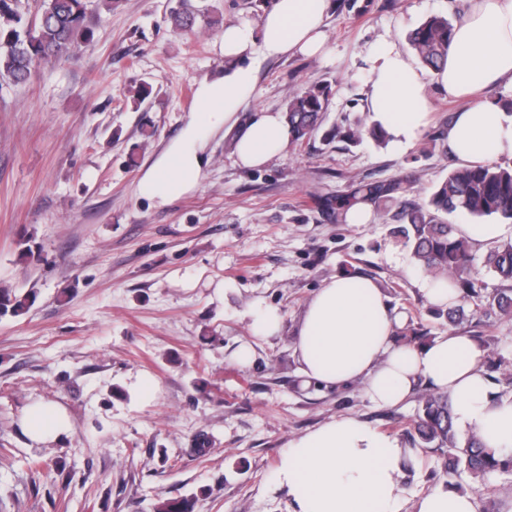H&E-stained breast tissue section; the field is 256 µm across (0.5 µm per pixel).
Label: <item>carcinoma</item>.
Masks as SVG:
<instances>
[{
    "instance_id": "obj_1",
    "label": "carcinoma",
    "mask_w": 512,
    "mask_h": 512,
    "mask_svg": "<svg viewBox=\"0 0 512 512\" xmlns=\"http://www.w3.org/2000/svg\"><path fill=\"white\" fill-rule=\"evenodd\" d=\"M205 13L202 7L178 0L169 20L175 29L191 32ZM86 18L87 0H42L40 10L29 18L19 10L18 0H0V78L14 85L24 84L37 67L70 56L80 42L93 37ZM452 29L453 23L447 18L432 16L411 31L409 44L426 66L438 69L445 62ZM329 95L328 86L316 83L288 101L285 118L295 140L319 132ZM401 189L400 181L368 183L350 194L327 197L323 205L345 218L358 203L386 206ZM457 211L474 218L512 221V168L479 164L453 169L435 185L424 204L399 212L401 224L393 230L394 237L411 249L421 268L457 289L458 305L446 313L451 322L462 319L467 307L471 315H477L483 302L475 287L468 242L456 236L453 225L447 222V216ZM484 267L512 282V240L491 247ZM412 430L417 436L412 446L440 453V472L450 479L463 474L478 479L494 471H512L511 457L496 456L474 434L457 436L446 394L432 390L421 393ZM194 508L195 499L185 497L163 501L158 512H194Z\"/></svg>"
}]
</instances>
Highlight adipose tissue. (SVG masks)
<instances>
[{"label": "adipose tissue", "instance_id": "ef3b65f1", "mask_svg": "<svg viewBox=\"0 0 512 512\" xmlns=\"http://www.w3.org/2000/svg\"><path fill=\"white\" fill-rule=\"evenodd\" d=\"M328 0H272L258 25L225 26L224 65L196 90V110L182 134L141 178L140 196L159 203L194 191L205 146L218 128L235 134L234 156L244 168L282 154L291 129L283 113L262 110L247 122L239 113L253 90L249 63L256 56L313 55L325 44ZM445 65L424 78L409 57L387 44L373 54L367 110L394 147L422 134L430 111L429 88L462 106L445 137L466 162L491 163L512 156V111L476 91L512 86V0H459ZM402 320L380 288L360 275L326 280L307 302L295 337V354L308 382L321 387L362 383L380 407L403 403L419 384L448 394L458 427L476 435L501 457L512 456V391L492 390L482 353L468 337L443 335L422 346L398 341ZM23 421L32 442L65 432L62 412L30 405ZM409 453L397 440L352 416H340L292 440L276 473L291 495L290 512H402L401 477ZM412 512H480L475 494L439 486L417 498Z\"/></svg>", "mask_w": 512, "mask_h": 512}]
</instances>
